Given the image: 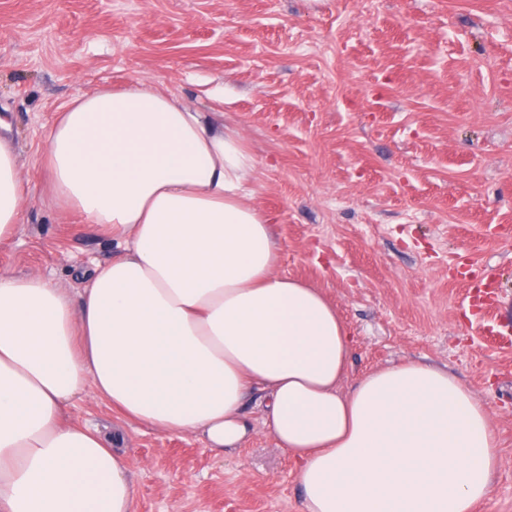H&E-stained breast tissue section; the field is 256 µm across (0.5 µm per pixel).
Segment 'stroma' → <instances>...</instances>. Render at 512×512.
I'll use <instances>...</instances> for the list:
<instances>
[{"label": "stroma", "instance_id": "stroma-1", "mask_svg": "<svg viewBox=\"0 0 512 512\" xmlns=\"http://www.w3.org/2000/svg\"><path fill=\"white\" fill-rule=\"evenodd\" d=\"M144 80L218 107L255 159L252 206L279 270L318 288L352 339L348 383L389 365L448 369L488 408L499 471L476 512H512V346L482 336L459 271L489 276L512 327V0H0V118L30 181L0 270L41 273L79 303L122 238L42 198L45 136L74 97ZM256 433L120 432L138 512H303L296 467Z\"/></svg>", "mask_w": 512, "mask_h": 512}]
</instances>
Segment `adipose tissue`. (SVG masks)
<instances>
[{
  "mask_svg": "<svg viewBox=\"0 0 512 512\" xmlns=\"http://www.w3.org/2000/svg\"><path fill=\"white\" fill-rule=\"evenodd\" d=\"M55 206L127 242L79 306L39 273L0 272V512H137L124 455L72 418L242 446L256 399L298 465L306 512H473L498 442L455 376L411 362L346 385L350 333L318 290L281 274L275 226L247 199L255 161L224 113L147 81L72 100L43 150ZM29 182L0 135V242Z\"/></svg>",
  "mask_w": 512,
  "mask_h": 512,
  "instance_id": "adipose-tissue-1",
  "label": "adipose tissue"
}]
</instances>
